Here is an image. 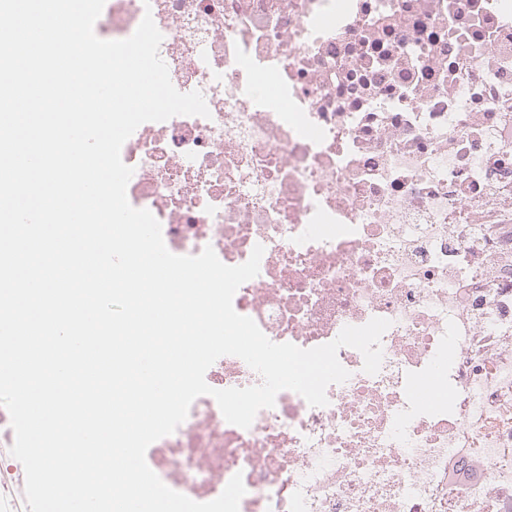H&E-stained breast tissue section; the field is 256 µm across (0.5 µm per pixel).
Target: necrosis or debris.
Instances as JSON below:
<instances>
[{
	"instance_id": "necrosis-or-debris-1",
	"label": "necrosis or debris",
	"mask_w": 512,
	"mask_h": 512,
	"mask_svg": "<svg viewBox=\"0 0 512 512\" xmlns=\"http://www.w3.org/2000/svg\"><path fill=\"white\" fill-rule=\"evenodd\" d=\"M147 14L211 116L138 127L130 204L178 255L263 245L233 306L273 342L391 322L377 374L339 349L327 406L284 390L243 429L197 398L160 479L208 502L242 474L239 512H512V0H105L96 33ZM431 377L451 401L421 405Z\"/></svg>"
}]
</instances>
